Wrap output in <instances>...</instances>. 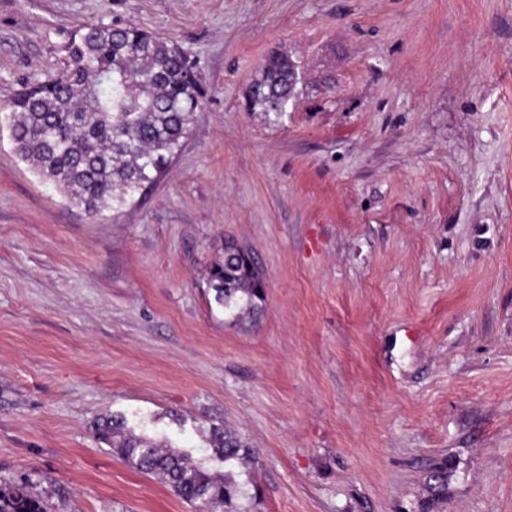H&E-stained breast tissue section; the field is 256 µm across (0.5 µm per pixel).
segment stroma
<instances>
[{
	"instance_id": "stroma-1",
	"label": "stroma",
	"mask_w": 512,
	"mask_h": 512,
	"mask_svg": "<svg viewBox=\"0 0 512 512\" xmlns=\"http://www.w3.org/2000/svg\"><path fill=\"white\" fill-rule=\"evenodd\" d=\"M136 25L208 95L155 185L89 216L0 131V484L48 512H193L114 415L252 512H512V0H0V101ZM299 80L248 109L271 53ZM260 314L208 288L226 248ZM444 494H436V481ZM97 438L111 444L136 469L157 473L172 491L197 512H250L237 501L246 492L231 472L224 477L209 473L189 455L176 448H163L149 440L133 437L123 418H106L95 425ZM215 457L226 462L236 461L238 464H245L250 461L253 455L237 436V434L228 428H217L215 432Z\"/></svg>"
}]
</instances>
